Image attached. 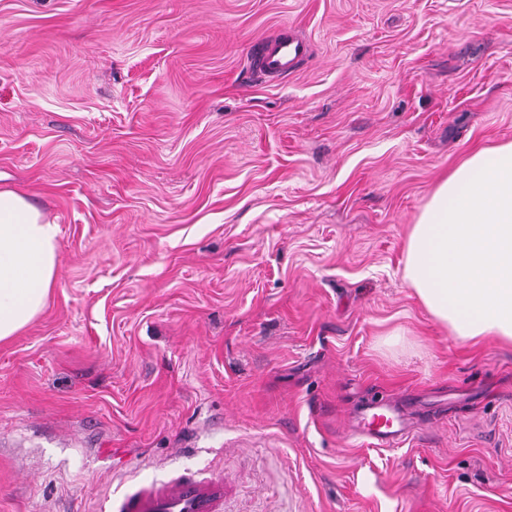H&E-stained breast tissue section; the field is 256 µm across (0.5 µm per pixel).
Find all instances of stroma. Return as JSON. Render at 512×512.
<instances>
[{
  "label": "stroma",
  "instance_id": "stroma-1",
  "mask_svg": "<svg viewBox=\"0 0 512 512\" xmlns=\"http://www.w3.org/2000/svg\"><path fill=\"white\" fill-rule=\"evenodd\" d=\"M284 25L313 53L273 86L249 49ZM509 140L512 0H0V187L59 227L0 342V512L186 469L224 512H512V345L400 275L441 177ZM376 399L394 446L352 430Z\"/></svg>",
  "mask_w": 512,
  "mask_h": 512
}]
</instances>
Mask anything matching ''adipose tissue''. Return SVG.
<instances>
[{
    "label": "adipose tissue",
    "instance_id": "obj_1",
    "mask_svg": "<svg viewBox=\"0 0 512 512\" xmlns=\"http://www.w3.org/2000/svg\"><path fill=\"white\" fill-rule=\"evenodd\" d=\"M59 227L27 197L0 189V341L44 310ZM403 279L461 343H512V141L472 151L439 181L412 224Z\"/></svg>",
    "mask_w": 512,
    "mask_h": 512
}]
</instances>
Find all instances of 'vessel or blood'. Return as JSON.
I'll return each mask as SVG.
<instances>
[{"label":"vessel or blood","mask_w":512,"mask_h":512,"mask_svg":"<svg viewBox=\"0 0 512 512\" xmlns=\"http://www.w3.org/2000/svg\"><path fill=\"white\" fill-rule=\"evenodd\" d=\"M310 52V40L287 27L253 42L250 58L265 82L282 84L297 72ZM361 433L381 446L391 445L403 436L381 403L363 409ZM224 497L223 477L185 472L161 484L129 489L113 502L112 509L113 512H224Z\"/></svg>","instance_id":"obj_1"}]
</instances>
